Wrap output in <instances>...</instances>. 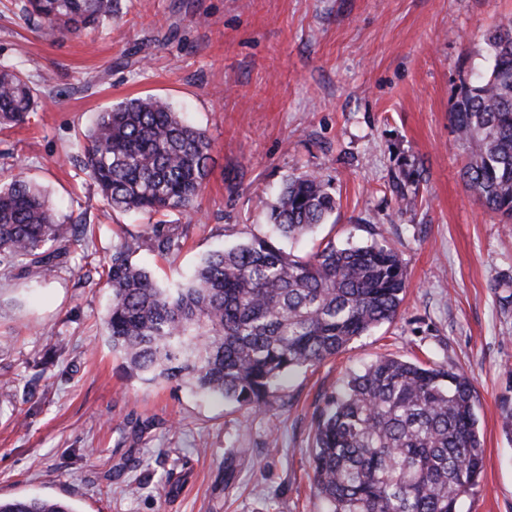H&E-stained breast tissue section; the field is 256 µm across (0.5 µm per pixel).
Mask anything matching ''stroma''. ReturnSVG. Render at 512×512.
Wrapping results in <instances>:
<instances>
[{
  "mask_svg": "<svg viewBox=\"0 0 512 512\" xmlns=\"http://www.w3.org/2000/svg\"><path fill=\"white\" fill-rule=\"evenodd\" d=\"M512 0H114L112 23L81 36L27 23L0 0V63L51 76L53 95L0 131V176L23 173L72 221L100 226L93 249L34 281L0 270V499L62 498L78 512H324L311 489L314 415L377 357L466 372L484 470L460 512H512V224L464 182L448 114L486 64L485 36ZM155 94L212 141L199 214L178 249L147 246V217L109 209L83 171L96 114ZM328 179L337 209L309 239H383L406 265L394 322L291 376L267 414L162 381L124 378L105 343L102 266L134 261L163 281L209 250L266 230L288 175ZM401 182L416 197L399 209Z\"/></svg>",
  "mask_w": 512,
  "mask_h": 512,
  "instance_id": "1",
  "label": "stroma"
}]
</instances>
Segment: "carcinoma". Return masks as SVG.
I'll use <instances>...</instances> for the list:
<instances>
[{
    "label": "carcinoma",
    "instance_id": "cac0c4a2",
    "mask_svg": "<svg viewBox=\"0 0 512 512\" xmlns=\"http://www.w3.org/2000/svg\"><path fill=\"white\" fill-rule=\"evenodd\" d=\"M25 19L78 35L112 20V0H21ZM488 66L462 85L449 112L465 155L462 177L489 212L512 221V19L486 35ZM47 80L0 65V127L25 122L50 97ZM83 169L114 211L155 222L151 245L175 246L163 217L194 209L212 143L164 98L148 94L97 113ZM336 198L314 173L288 177L267 213L271 234L206 254L163 285L136 265L138 239L112 249L106 341L129 378L188 386L247 414L269 408L291 375L393 322L408 288L386 241L297 255L327 223ZM87 225L59 215L22 175L0 182V265L40 280L66 266ZM312 490L326 512H459L484 467L472 379L460 370L383 357L325 397L315 416ZM0 512H79L54 498L0 500Z\"/></svg>",
    "mask_w": 512,
    "mask_h": 512
}]
</instances>
